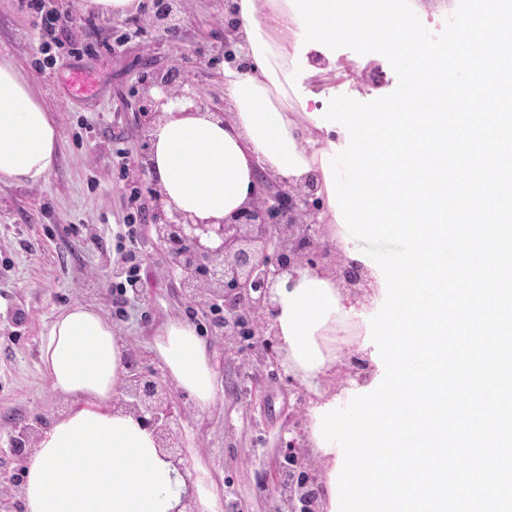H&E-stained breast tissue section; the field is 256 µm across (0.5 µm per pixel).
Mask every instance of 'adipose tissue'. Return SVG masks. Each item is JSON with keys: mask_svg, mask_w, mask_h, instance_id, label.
Segmentation results:
<instances>
[{"mask_svg": "<svg viewBox=\"0 0 512 512\" xmlns=\"http://www.w3.org/2000/svg\"><path fill=\"white\" fill-rule=\"evenodd\" d=\"M245 68L225 67L228 118L210 108L188 111L169 100L149 136L150 177L166 206L203 221L221 220L249 203L258 172L294 185L316 180L325 241L348 253L352 244L335 218L321 155L333 137L300 105L285 77L293 69L299 22L286 0H232ZM56 124L29 79L0 59V183L35 185L57 160ZM367 294L354 305L327 270L301 269L281 280L273 328L288 368L312 393V408L332 403L322 382L336 366L349 326L381 300L380 278L364 270ZM152 351L169 379L199 411L217 399L207 344L188 322L171 319L156 331ZM52 391L70 409L41 433L26 459L23 512H174L183 481L152 432L112 401L125 379V346L93 307L76 302L59 313L42 348Z\"/></svg>", "mask_w": 512, "mask_h": 512, "instance_id": "obj_1", "label": "adipose tissue"}]
</instances>
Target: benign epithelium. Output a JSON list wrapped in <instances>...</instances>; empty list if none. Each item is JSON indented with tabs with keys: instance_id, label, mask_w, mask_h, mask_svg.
Here are the masks:
<instances>
[{
	"instance_id": "benign-epithelium-1",
	"label": "benign epithelium",
	"mask_w": 512,
	"mask_h": 512,
	"mask_svg": "<svg viewBox=\"0 0 512 512\" xmlns=\"http://www.w3.org/2000/svg\"><path fill=\"white\" fill-rule=\"evenodd\" d=\"M187 0H153L147 22L165 40L178 38L187 13ZM142 135L148 136L162 115V105L179 98L202 105L195 85L174 71L166 73L144 68L140 76ZM256 197L235 214L217 224H205L194 216L165 208L157 186L150 190L149 226L157 242L172 256L185 293L191 297L224 299V335L256 336L265 358L278 362V340L272 330L274 306L271 292L283 275L296 270L322 267L331 255L321 241L316 219L318 210L315 180L302 186L278 183L258 174ZM336 277L349 287L363 281L362 267L350 262L336 268ZM113 406L133 414L150 430L159 448L172 462L182 456V448L172 424L179 410L168 389L151 373H135L126 378ZM40 430L25 427L13 439V456L23 458L38 444ZM22 480L19 474L0 466V509L17 512L16 496ZM315 483L300 485L304 512H317Z\"/></svg>"
}]
</instances>
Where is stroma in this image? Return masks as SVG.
Returning a JSON list of instances; mask_svg holds the SVG:
<instances>
[{
	"label": "stroma",
	"mask_w": 512,
	"mask_h": 512,
	"mask_svg": "<svg viewBox=\"0 0 512 512\" xmlns=\"http://www.w3.org/2000/svg\"><path fill=\"white\" fill-rule=\"evenodd\" d=\"M76 23L60 34L53 67L39 68L38 42L31 20L18 0H0V55L8 56L34 85L52 113L60 134L58 158L46 181L37 186L0 184V453L9 454L12 438L37 417L53 421L69 409L53 394L41 365L43 342L55 316L74 302L98 309L125 346L127 369L166 373L151 350L157 327L167 318L190 321L208 344L217 371L218 400L198 411L187 395L171 388L182 407L173 429L183 448L181 472L195 481V464H204L224 494V512H300L293 489L299 476L317 479L319 461L306 441L307 405L298 403L303 388L286 362L266 366L254 337L225 341L215 322L211 297L184 296L167 252L142 236L143 288L115 316L120 300L116 237L128 222L131 191L146 194L149 179H120L112 152L128 157L143 149L136 99L141 65L164 71L179 65L207 105L223 98L221 71L224 19L216 0H190L178 43L158 39L145 25L152 0H137L126 15L100 16L88 0H63ZM74 42L94 44L92 56L72 57ZM353 73L333 80L334 95L360 92L362 101L392 92L398 83L380 54L361 55L349 48H306L303 71L329 60ZM82 84H74V75ZM89 225L96 243L83 241L73 227ZM301 448L297 463L284 452L289 440Z\"/></svg>",
	"instance_id": "stroma-1"
}]
</instances>
